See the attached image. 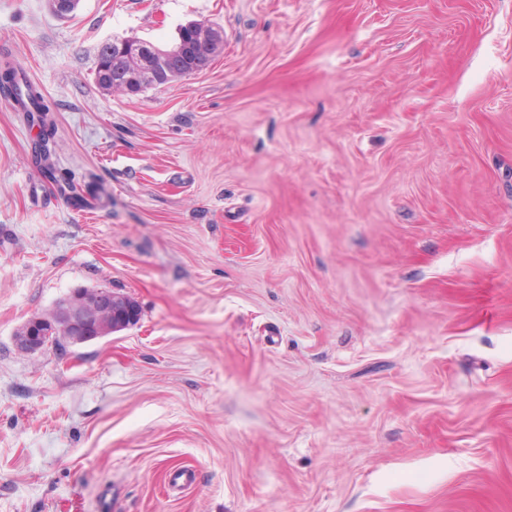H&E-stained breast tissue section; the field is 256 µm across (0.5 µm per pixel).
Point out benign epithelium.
Returning a JSON list of instances; mask_svg holds the SVG:
<instances>
[{"mask_svg": "<svg viewBox=\"0 0 512 512\" xmlns=\"http://www.w3.org/2000/svg\"><path fill=\"white\" fill-rule=\"evenodd\" d=\"M184 28L195 33V53L200 57H211L216 49L224 44L220 31L190 21ZM114 65L126 66V86L117 87L125 93H133L147 83L157 84L182 77V74L169 67L172 60L188 64L187 70L197 74L204 70L198 61L190 58L189 45L178 41L169 49H162L151 42L137 38H124L114 43ZM122 308L119 327L134 325L137 304L125 295L104 288L97 291L95 302H89L81 293L75 292L57 307L55 315L47 320L36 317L29 323L27 335L20 338L18 347L29 352H38L61 339L71 344H80L102 337L99 322L103 315L112 313L116 307Z\"/></svg>", "mask_w": 512, "mask_h": 512, "instance_id": "obj_1", "label": "benign epithelium"}]
</instances>
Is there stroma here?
<instances>
[{"label": "stroma", "instance_id": "obj_1", "mask_svg": "<svg viewBox=\"0 0 512 512\" xmlns=\"http://www.w3.org/2000/svg\"><path fill=\"white\" fill-rule=\"evenodd\" d=\"M4 56L0 512H512V0H0ZM93 288L139 323L17 349ZM183 28L189 29L195 33V53L200 57H212L216 49L224 44V35L222 32L206 28L196 21H190L182 25L181 29ZM188 35L178 29V40ZM115 54L112 59L114 65H127L126 87L114 86L112 90L133 93L148 82L157 84L160 81H170L177 78L191 76L205 69L197 60H191L188 49L190 45L179 40L169 49H162L151 42L137 38H124L114 43ZM185 62L189 67L182 71L193 73L180 74L169 67L171 60ZM9 60L0 66V94L13 100L23 112H36L40 122L45 123L46 112H51L52 105ZM23 76V77H22Z\"/></svg>", "mask_w": 512, "mask_h": 512}]
</instances>
